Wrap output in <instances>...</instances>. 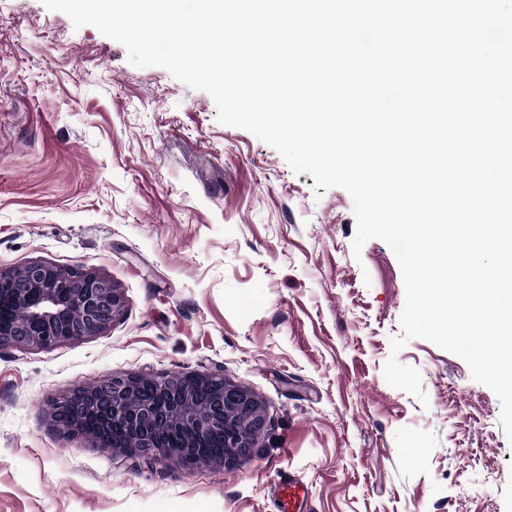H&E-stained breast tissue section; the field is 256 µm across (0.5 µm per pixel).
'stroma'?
I'll return each instance as SVG.
<instances>
[{
    "label": "stroma",
    "mask_w": 512,
    "mask_h": 512,
    "mask_svg": "<svg viewBox=\"0 0 512 512\" xmlns=\"http://www.w3.org/2000/svg\"><path fill=\"white\" fill-rule=\"evenodd\" d=\"M206 92L41 0H0V270L108 279L102 333L0 348V512H512L500 402L424 339L383 367L406 292L382 240L354 254L349 194H315ZM221 374L268 423L253 454L185 469L60 430L55 403L112 375ZM283 507L285 511L289 512H303V507L306 506L308 498V489L305 485L300 483H289L288 486L283 487Z\"/></svg>",
    "instance_id": "obj_1"
}]
</instances>
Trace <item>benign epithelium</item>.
<instances>
[{
    "label": "benign epithelium",
    "instance_id": "7a95c632",
    "mask_svg": "<svg viewBox=\"0 0 512 512\" xmlns=\"http://www.w3.org/2000/svg\"><path fill=\"white\" fill-rule=\"evenodd\" d=\"M0 302L25 310V321L11 328L0 326V347L26 345L48 348L94 336L105 330L119 313L121 296L112 284L93 271L62 272L43 262H30L0 272ZM208 384V402L196 407L197 391L176 377L155 381V393L148 400H135L140 378L115 375L103 382L79 386L61 404L69 423L65 430L90 438L95 446L121 451L141 459L163 462L178 460L186 467L199 465L190 448H167L159 441L163 429L177 428L191 441L205 438L224 421V408L232 406L253 417V428L265 429V410L250 391L235 386L222 376H202ZM98 420L95 430L85 423ZM121 422L137 436L140 446L127 448L112 437L110 424ZM224 425V424H222ZM224 444L230 448L220 465L231 466L251 456L254 443L236 428L224 425Z\"/></svg>",
    "mask_w": 512,
    "mask_h": 512
}]
</instances>
